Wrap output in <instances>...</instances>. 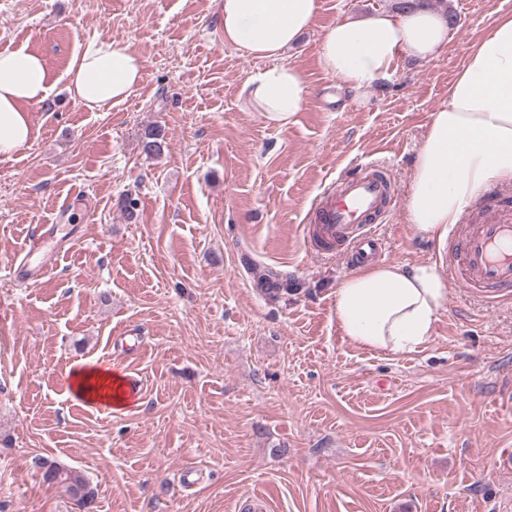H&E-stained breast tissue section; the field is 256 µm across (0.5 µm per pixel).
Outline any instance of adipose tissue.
I'll return each mask as SVG.
<instances>
[{
  "mask_svg": "<svg viewBox=\"0 0 512 512\" xmlns=\"http://www.w3.org/2000/svg\"><path fill=\"white\" fill-rule=\"evenodd\" d=\"M224 42L270 60L243 91L268 122L287 128L308 94L302 75L282 63L284 52L312 26L319 0H218ZM452 38L446 17L422 5L403 12L342 18L326 28L320 61L354 93L388 80L399 57L427 60ZM144 78V62L129 41L97 36L84 42L66 71L72 98L90 110L124 101ZM41 58L22 49L0 52V155L29 142V105L46 100ZM512 183V14H502L469 49L431 114L410 180L406 221L444 243L464 208L490 183ZM449 286L436 264L363 266L334 296L336 324L359 347L401 355L427 343L448 304Z\"/></svg>",
  "mask_w": 512,
  "mask_h": 512,
  "instance_id": "ef3b65f1",
  "label": "adipose tissue"
}]
</instances>
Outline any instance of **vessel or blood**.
<instances>
[{
    "label": "vessel or blood",
    "mask_w": 512,
    "mask_h": 512,
    "mask_svg": "<svg viewBox=\"0 0 512 512\" xmlns=\"http://www.w3.org/2000/svg\"><path fill=\"white\" fill-rule=\"evenodd\" d=\"M391 189L381 173L362 168L340 181L318 204L314 214L316 239L326 245L351 244L352 264L380 257L383 244L370 235H358L360 226L384 205ZM55 229L41 225L31 233L24 253L50 263ZM451 285L466 291L494 294L512 288V207L487 212L478 222L460 224L444 257ZM117 396L127 403L143 395V382L133 371L122 370Z\"/></svg>",
    "instance_id": "obj_1"
}]
</instances>
